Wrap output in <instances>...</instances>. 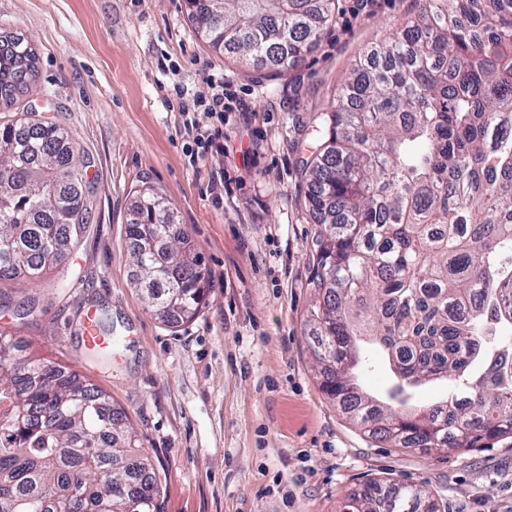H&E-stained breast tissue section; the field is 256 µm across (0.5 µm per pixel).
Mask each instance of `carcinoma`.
Here are the masks:
<instances>
[{"label": "carcinoma", "instance_id": "1", "mask_svg": "<svg viewBox=\"0 0 512 512\" xmlns=\"http://www.w3.org/2000/svg\"><path fill=\"white\" fill-rule=\"evenodd\" d=\"M335 0H191L218 51L290 66ZM25 39L0 45V107L35 81ZM304 204L324 225L307 287L323 388L392 448H476L512 434V0H423L370 47L313 118ZM77 142L61 126L0 123V281L62 267L89 221ZM153 190L131 220L134 285L174 325L207 270ZM387 355L388 400L359 388L358 337ZM452 382L416 409L410 388ZM125 412L83 375L0 334V512H160ZM422 488L373 482L343 512H435Z\"/></svg>", "mask_w": 512, "mask_h": 512}]
</instances>
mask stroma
<instances>
[{
	"instance_id": "1",
	"label": "stroma",
	"mask_w": 512,
	"mask_h": 512,
	"mask_svg": "<svg viewBox=\"0 0 512 512\" xmlns=\"http://www.w3.org/2000/svg\"><path fill=\"white\" fill-rule=\"evenodd\" d=\"M418 6L337 0L312 52L281 68L213 51L187 0H0V40L36 46L28 99L77 141L93 190L66 277L0 286V332L125 411L161 512H343L373 481L423 486L438 512H512V436L448 453L378 443L323 390L310 348L319 226L303 205L301 150L361 50ZM214 74L234 95L220 119L200 106ZM187 120L223 126V190L211 156L190 158ZM146 188L168 200L208 269L198 314L174 326L132 285L127 228ZM90 311L118 340L111 357L82 337Z\"/></svg>"
}]
</instances>
